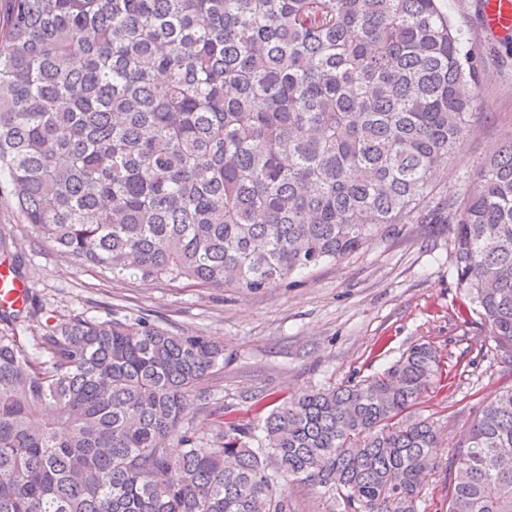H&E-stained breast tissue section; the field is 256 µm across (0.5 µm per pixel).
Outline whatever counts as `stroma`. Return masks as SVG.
<instances>
[{"instance_id":"1","label":"stroma","mask_w":512,"mask_h":512,"mask_svg":"<svg viewBox=\"0 0 512 512\" xmlns=\"http://www.w3.org/2000/svg\"><path fill=\"white\" fill-rule=\"evenodd\" d=\"M474 3L440 0L482 71L475 129L434 187L436 200L461 197L475 185L486 158L512 134V48L488 37ZM0 225L15 237L24 256L22 274L43 305L41 316L18 329L24 345H31L42 316L50 314L97 321L145 314L169 331L222 341L224 367L202 389L225 418L255 427L256 448L263 442L258 429L264 405L273 397L359 380L382 371L413 344L433 345L456 378L415 408L436 421L442 435L420 512H440L445 464L461 430L484 399L512 383V366L494 359L486 325L455 315L464 293L454 274L453 245L429 205L371 245L302 273L295 287L256 293L101 274L32 235L6 194L0 196Z\"/></svg>"}]
</instances>
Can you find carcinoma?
Listing matches in <instances>:
<instances>
[{"label": "carcinoma", "instance_id": "1", "mask_svg": "<svg viewBox=\"0 0 512 512\" xmlns=\"http://www.w3.org/2000/svg\"><path fill=\"white\" fill-rule=\"evenodd\" d=\"M438 0H13L0 174L31 233L114 277L290 288L424 207L474 129L480 61ZM457 283L512 365V137L443 203ZM0 265L22 254L0 228ZM0 311V512H418L445 387L427 342L377 375L194 423L224 343L145 317ZM181 451H171V442ZM512 384L448 457L446 512H512ZM288 493L296 505V512H328L332 509L328 496L320 487L290 483Z\"/></svg>", "mask_w": 512, "mask_h": 512}]
</instances>
